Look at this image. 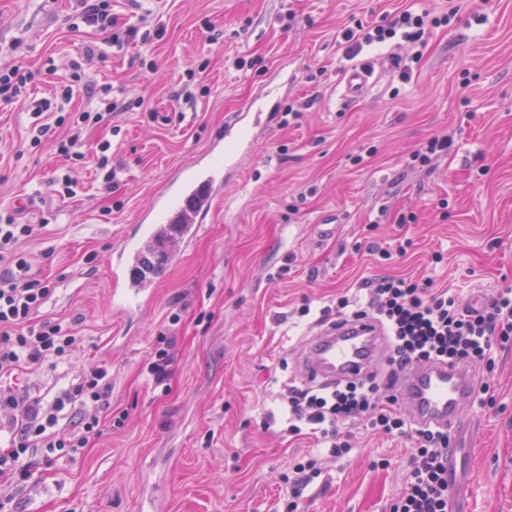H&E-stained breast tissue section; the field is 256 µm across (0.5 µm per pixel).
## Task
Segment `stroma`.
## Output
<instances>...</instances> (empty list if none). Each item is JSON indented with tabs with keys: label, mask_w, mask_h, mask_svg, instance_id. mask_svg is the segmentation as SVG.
I'll list each match as a JSON object with an SVG mask.
<instances>
[{
	"label": "stroma",
	"mask_w": 512,
	"mask_h": 512,
	"mask_svg": "<svg viewBox=\"0 0 512 512\" xmlns=\"http://www.w3.org/2000/svg\"><path fill=\"white\" fill-rule=\"evenodd\" d=\"M408 6L457 14L428 34L410 81L395 74L405 46L364 48L371 87L346 99L341 30ZM79 10L78 0H0V45L23 39L24 65L57 68L34 97L52 98L81 41L98 39L92 27L68 32ZM112 14L115 33L141 22L164 34L112 48L91 71L95 86L143 102L84 134L91 148L112 143L111 196L98 190L92 155L71 172L76 195L54 196L61 159L48 147L24 153V103L0 108V209L28 199L20 216L43 230L26 249L57 284L39 317L84 338L68 364L18 383L47 391L99 362L112 367V429L84 454L36 465L13 490L17 512H289L283 477L305 455L322 474L298 512H389L411 442L359 430L349 455L330 457L313 436L289 433L277 392L303 381L315 310L367 280L428 281L468 303L512 288V0H147L138 14L112 0ZM239 59L247 68L236 70ZM280 68L288 91L274 116L249 114L250 149L212 220L150 300L128 308L109 283L113 247L170 172ZM435 136L451 137V151L414 161ZM166 330L176 344L165 391L148 366ZM471 371L493 403L459 425L467 470L450 486V510L512 512V350L494 370Z\"/></svg>",
	"instance_id": "1"
}]
</instances>
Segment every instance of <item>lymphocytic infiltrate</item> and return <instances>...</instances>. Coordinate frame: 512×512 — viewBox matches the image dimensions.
<instances>
[{
  "label": "lymphocytic infiltrate",
  "instance_id": "f902f5d3",
  "mask_svg": "<svg viewBox=\"0 0 512 512\" xmlns=\"http://www.w3.org/2000/svg\"><path fill=\"white\" fill-rule=\"evenodd\" d=\"M452 18L449 12L433 14L407 7L383 24L355 23L342 32L346 55L352 58L364 47L399 38L417 46L411 61L419 63L426 32L450 24ZM114 23L111 0H83L80 13L67 20L74 33L84 26L107 33ZM120 39L107 33L104 49L85 47V61L105 58L106 47L119 45ZM40 76V71L13 60L1 65L0 104L28 100L34 117L27 134L29 152H38L49 142L64 162L77 163L85 157L84 132L111 116L119 104L111 87L91 89L82 63L73 64L61 85L57 109L50 101L30 99L29 91ZM81 93L91 96L92 106L65 111V104ZM58 128L63 131L59 137L54 134ZM37 231V225L21 223L15 212L0 214V379L57 368L70 362L82 344L81 337L62 322L38 317L55 285L40 278L24 249ZM365 288L366 303L340 298L336 316L345 320L368 312L383 325L389 341L385 380L371 377L320 388L292 386L285 400L289 430L295 434L310 430L336 458L352 449L340 430L347 422L412 440L416 448L406 473L408 490L392 503L390 512H448L451 434L412 425L399 412L392 388L401 372L422 362L494 368L499 351L512 346V289L475 307L462 303L450 289L423 286L404 277H380L366 282ZM111 400L112 369L105 364L81 372L50 397L0 387V432L8 434L0 446V487L30 477V455H41L50 464L82 454L106 430L104 414Z\"/></svg>",
  "mask_w": 512,
  "mask_h": 512
}]
</instances>
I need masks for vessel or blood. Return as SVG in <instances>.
I'll return each instance as SVG.
<instances>
[{
  "instance_id": "vessel-or-blood-1",
  "label": "vessel or blood",
  "mask_w": 512,
  "mask_h": 512,
  "mask_svg": "<svg viewBox=\"0 0 512 512\" xmlns=\"http://www.w3.org/2000/svg\"><path fill=\"white\" fill-rule=\"evenodd\" d=\"M368 85L367 67L346 71V96H360ZM244 128L243 115H231L211 136L206 152L169 178L150 208L140 213L134 233L113 248L109 279L128 298L148 297L180 253L194 245L224 196L226 143ZM386 348L383 330L372 316L339 322L311 337L301 374L307 383L320 386L359 380L372 373ZM476 389L467 366L443 363L416 364L395 384L410 421L443 428L459 422L464 409L473 405Z\"/></svg>"
}]
</instances>
